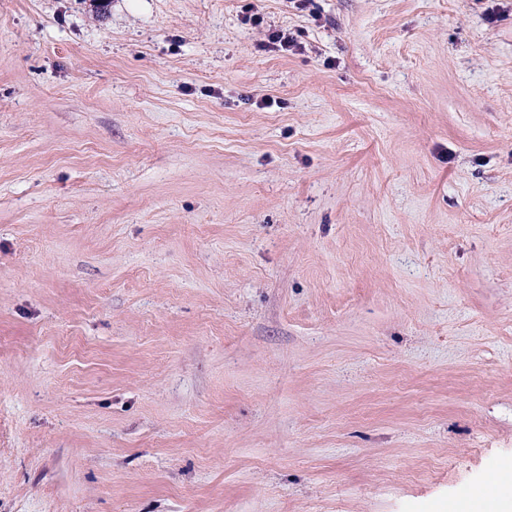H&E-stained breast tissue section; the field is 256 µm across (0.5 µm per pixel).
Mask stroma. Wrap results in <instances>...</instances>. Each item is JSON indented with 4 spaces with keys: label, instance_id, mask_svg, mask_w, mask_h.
<instances>
[{
    "label": "stroma",
    "instance_id": "1",
    "mask_svg": "<svg viewBox=\"0 0 512 512\" xmlns=\"http://www.w3.org/2000/svg\"><path fill=\"white\" fill-rule=\"evenodd\" d=\"M491 480L511 503L512 0H0V512Z\"/></svg>",
    "mask_w": 512,
    "mask_h": 512
}]
</instances>
